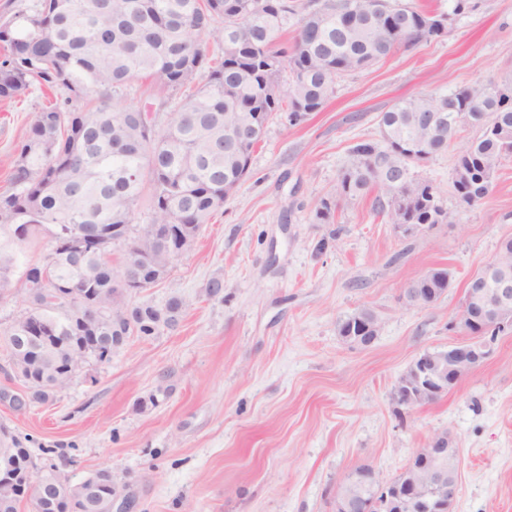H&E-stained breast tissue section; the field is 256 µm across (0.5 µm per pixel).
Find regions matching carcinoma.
Instances as JSON below:
<instances>
[{"label":"carcinoma","mask_w":512,"mask_h":512,"mask_svg":"<svg viewBox=\"0 0 512 512\" xmlns=\"http://www.w3.org/2000/svg\"><path fill=\"white\" fill-rule=\"evenodd\" d=\"M371 0H323L297 21L291 45L278 46L288 0H36L0 18V102H16L35 87L57 88L62 102L36 113L14 152L9 187L0 193V289L21 283L29 310L46 335L96 336L88 351L66 345L15 362L32 400L46 402L99 350L118 349L126 338L155 335L178 324L183 301L164 308L128 307L116 274L112 225L131 224L144 189H149L152 224H177L195 240L248 176L258 136L228 146L226 131L242 121L266 127L287 113L297 125L319 111L336 80L368 68L402 46L442 37L424 35L432 17L459 16L471 0H448V10H428L411 0L382 3L386 21ZM289 71L287 86L279 79ZM174 91L156 102L164 124L119 100L138 78ZM279 89L273 93V89ZM462 126L479 137L455 156L453 187L458 200L479 204L492 190L503 160L512 156V86L478 85L439 96L421 95L381 114L383 143L361 140L336 182V195L354 199L371 189L375 215L389 224L450 223L433 184L410 176V163L448 149ZM148 225L132 241L141 271L169 270L174 258L148 237ZM49 243L43 260L28 254ZM497 270L512 272V237L502 242ZM77 288L96 298L104 312L85 323L55 310V291ZM9 356L30 336L28 321L16 319L6 332ZM0 464L31 461L24 444L0 425ZM45 497L32 512H112V473L101 470L70 484L53 468L43 473Z\"/></svg>","instance_id":"obj_1"}]
</instances>
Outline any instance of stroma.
I'll return each mask as SVG.
<instances>
[{"mask_svg":"<svg viewBox=\"0 0 512 512\" xmlns=\"http://www.w3.org/2000/svg\"><path fill=\"white\" fill-rule=\"evenodd\" d=\"M437 40L394 52L337 83L303 123L271 122L250 173L205 224L193 250L129 306L183 301L176 327L130 335L106 364H86L46 403L24 395L0 342V423L38 471L70 483L112 472V512H333L345 476L369 465L389 481L418 448L444 437L459 449L452 512H512V326L484 362L437 400L398 408L400 376L423 351L464 342L452 327L470 277L512 236V158L478 205L453 194L460 128L446 151L416 166L440 190L451 224L405 237L371 210V196L336 198L360 140L379 139L399 101L489 82L512 86V0H476ZM34 91L0 108V190L35 114L59 100ZM333 221L317 223L322 201ZM433 267L452 286L435 304L403 290ZM223 278L224 292L205 286ZM368 308L376 340L351 346L340 319Z\"/></svg>","mask_w":512,"mask_h":512,"instance_id":"1","label":"stroma"}]
</instances>
